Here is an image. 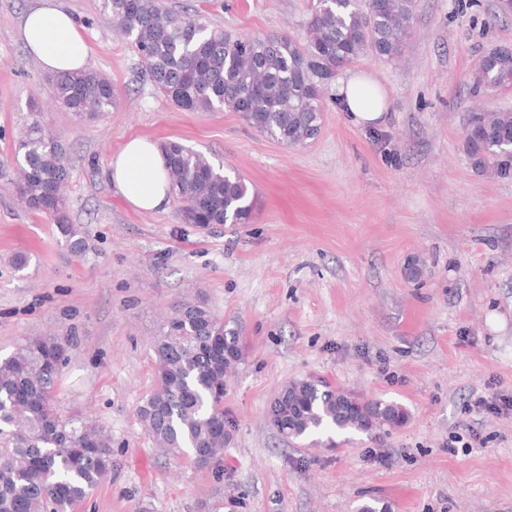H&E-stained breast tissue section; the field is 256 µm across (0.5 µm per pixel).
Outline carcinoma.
Returning a JSON list of instances; mask_svg holds the SVG:
<instances>
[{
    "label": "carcinoma",
    "instance_id": "cac0c4a2",
    "mask_svg": "<svg viewBox=\"0 0 512 512\" xmlns=\"http://www.w3.org/2000/svg\"><path fill=\"white\" fill-rule=\"evenodd\" d=\"M419 0H389L370 11L360 0H317L300 36L232 35L202 18L170 9L165 0H99V13L135 49L142 77L166 100L188 112H236L258 133L289 147L321 132L325 81L370 52L399 58L413 35ZM512 78L491 58L477 86L497 88ZM53 97L81 120H96L118 106L112 81L84 71L52 79ZM472 166L512 171V112H497L464 132ZM160 148L183 224H247L256 198L238 175L202 153L169 140ZM15 186L20 198L56 217L70 249L86 252L78 227L67 223L64 188L71 161L47 127L38 102L15 140ZM69 343L24 339L0 359V512H72L112 472V436L83 414L62 413L53 393ZM154 388L139 406L155 445L170 455L190 451L196 463L224 479L219 465L233 423L224 415V379L243 360L236 331L226 328L202 298L173 306L154 337ZM407 409L365 399L315 379L283 386L268 409L286 439L362 434L370 438L402 426Z\"/></svg>",
    "mask_w": 512,
    "mask_h": 512
}]
</instances>
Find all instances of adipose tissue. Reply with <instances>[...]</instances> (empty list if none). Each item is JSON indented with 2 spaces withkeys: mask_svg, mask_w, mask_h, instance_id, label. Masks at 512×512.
<instances>
[{
  "mask_svg": "<svg viewBox=\"0 0 512 512\" xmlns=\"http://www.w3.org/2000/svg\"><path fill=\"white\" fill-rule=\"evenodd\" d=\"M28 49L51 73L86 70L90 49L76 18L55 6L31 9L22 25ZM336 101L345 121L355 127L384 124L386 95L379 82L365 72H347L336 89ZM111 182L135 208L162 209L171 192L165 159L157 144L145 137L127 141L109 164Z\"/></svg>",
  "mask_w": 512,
  "mask_h": 512,
  "instance_id": "adipose-tissue-1",
  "label": "adipose tissue"
}]
</instances>
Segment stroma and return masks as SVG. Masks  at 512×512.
I'll return each instance as SVG.
<instances>
[{
  "instance_id": "obj_1",
  "label": "stroma",
  "mask_w": 512,
  "mask_h": 512,
  "mask_svg": "<svg viewBox=\"0 0 512 512\" xmlns=\"http://www.w3.org/2000/svg\"><path fill=\"white\" fill-rule=\"evenodd\" d=\"M315 0H165L232 34L301 35ZM42 0H0V358L27 336L72 347L54 400L112 435V472L76 512H512V412L479 413V397H512V174L475 170L471 113L512 110V87L476 89L492 49L512 43L504 0H420L402 56L364 54L388 102L378 128L347 124L328 102L322 131L289 148L233 112H187L143 81L132 46L97 0H52L74 15L89 68L111 79L117 111L82 121L54 100L20 37ZM68 147L71 252L54 217L12 183L18 120L30 99ZM177 140L244 179L251 223L200 230L179 204L143 211L110 183L131 138ZM425 264L405 279L409 258ZM203 294L234 329L244 358L224 382L236 429L216 483L192 456L156 448L138 416L154 384L151 341L173 303ZM309 376L394 400L407 422L336 447L287 440L267 409Z\"/></svg>"
}]
</instances>
